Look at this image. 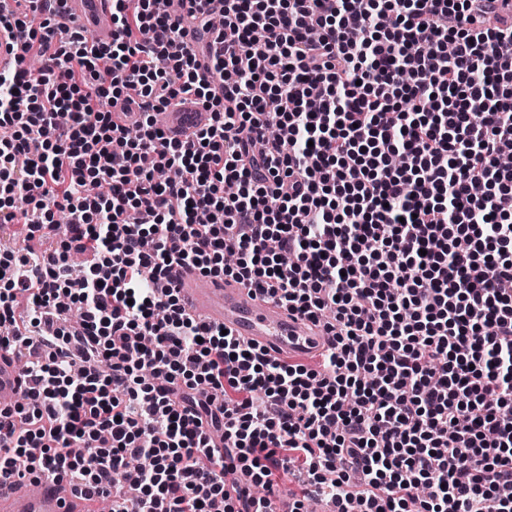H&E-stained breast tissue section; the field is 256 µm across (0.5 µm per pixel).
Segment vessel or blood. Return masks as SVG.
<instances>
[{
    "label": "vessel or blood",
    "mask_w": 512,
    "mask_h": 512,
    "mask_svg": "<svg viewBox=\"0 0 512 512\" xmlns=\"http://www.w3.org/2000/svg\"><path fill=\"white\" fill-rule=\"evenodd\" d=\"M68 28L83 30L97 41L112 40V0H66ZM21 34L0 28V70L24 57ZM204 124L199 112L160 113L157 125L181 140ZM181 307L190 316L225 328L242 343L265 350L285 362L328 349L330 337L319 325L288 312L255 288L233 280L204 278L195 270L173 269L169 275ZM24 379L16 361L0 351V404L21 395ZM85 497L66 480L41 476L35 481L0 480V512H86Z\"/></svg>",
    "instance_id": "obj_1"
}]
</instances>
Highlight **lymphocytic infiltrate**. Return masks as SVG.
<instances>
[{"instance_id":"lymphocytic-infiltrate-1","label":"lymphocytic infiltrate","mask_w":512,"mask_h":512,"mask_svg":"<svg viewBox=\"0 0 512 512\" xmlns=\"http://www.w3.org/2000/svg\"><path fill=\"white\" fill-rule=\"evenodd\" d=\"M0 71V477L112 512H512V23L493 0H112V41L14 0ZM191 96L184 141L155 113ZM125 102L123 121L112 108ZM70 231L60 239L56 211ZM86 255L81 274L69 257ZM176 266L333 333L281 363L188 316ZM249 481L224 489L226 467ZM25 39L14 29L12 33L0 28V70L11 67L25 57ZM23 389L24 379L17 362L0 351V409L11 407L3 405L4 401L22 395Z\"/></svg>"}]
</instances>
